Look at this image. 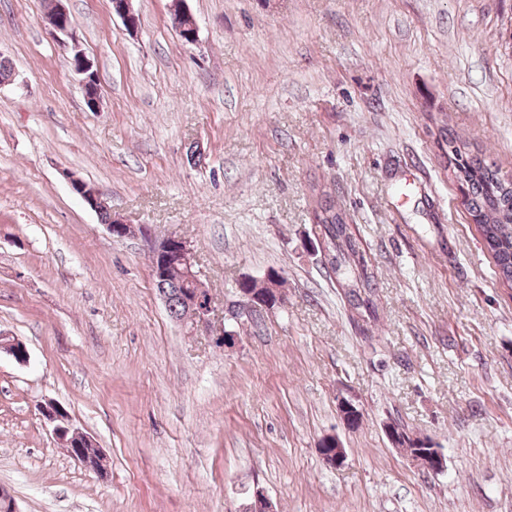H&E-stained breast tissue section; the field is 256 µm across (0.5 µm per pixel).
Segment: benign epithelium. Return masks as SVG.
<instances>
[{"label": "benign epithelium", "instance_id": "obj_1", "mask_svg": "<svg viewBox=\"0 0 512 512\" xmlns=\"http://www.w3.org/2000/svg\"><path fill=\"white\" fill-rule=\"evenodd\" d=\"M66 2L67 0H55L54 16L47 21V29L63 48L70 50L72 49L69 44V40L72 39V25L69 22L70 11ZM109 4L112 14L122 20L126 30L131 34L136 33L140 26V17L133 7L132 0H109ZM71 67L79 76V85L86 106L92 111L97 110L102 101V87L94 59L80 52L71 56ZM61 174L68 182L71 191L80 196L92 211L97 214L112 211L111 205L103 194L95 189H89L85 181L67 170L61 171ZM107 229L115 238L131 237L138 233L145 236L155 286L164 287L163 280L167 278L171 268L180 270L189 283V288L184 290L183 294L184 311L180 317V323L192 332L210 328L215 311L214 301L210 291L204 288L200 279L196 252L190 241L177 236L155 241L148 236L146 229H137L115 217L112 218V223L107 225ZM238 294L239 300L227 310L225 315L227 321L232 320L237 323L242 316L249 314L252 310L272 309L282 304L281 295L277 292L255 294L240 288ZM2 352L19 363H25L28 360L26 346L11 336H0V353ZM41 415L52 426L54 435L62 444L67 445L74 440H81L87 444L93 442L92 438L72 425L70 414L59 404L47 401L41 406ZM385 433L393 441L400 438L412 445L414 453L409 456V459L421 469L432 473H438L444 469V454L440 449L430 446L424 438L404 428L395 430L390 423L385 426ZM319 451L323 459L332 466L342 465L346 458L345 448L335 438L324 440ZM73 459L82 467L100 475L107 473L106 456L100 448L95 447L87 451L80 448L78 453L73 455Z\"/></svg>", "mask_w": 512, "mask_h": 512}]
</instances>
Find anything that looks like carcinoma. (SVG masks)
Here are the masks:
<instances>
[{"label":"carcinoma","instance_id":"carcinoma-1","mask_svg":"<svg viewBox=\"0 0 512 512\" xmlns=\"http://www.w3.org/2000/svg\"><path fill=\"white\" fill-rule=\"evenodd\" d=\"M447 159L457 175L466 209L491 253L501 282L512 288V181L478 153L467 150L453 132L444 138ZM314 217L328 251V276L344 291L349 304L368 309L378 288L377 275L368 263L355 225L336 208L331 195L322 192L316 199ZM181 278L173 274L166 282V306L172 318L181 311Z\"/></svg>","mask_w":512,"mask_h":512}]
</instances>
